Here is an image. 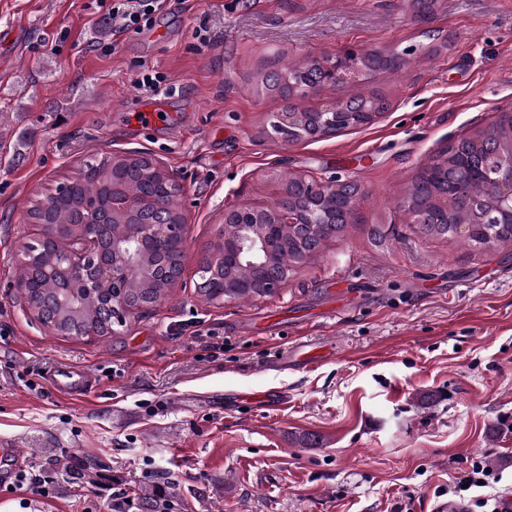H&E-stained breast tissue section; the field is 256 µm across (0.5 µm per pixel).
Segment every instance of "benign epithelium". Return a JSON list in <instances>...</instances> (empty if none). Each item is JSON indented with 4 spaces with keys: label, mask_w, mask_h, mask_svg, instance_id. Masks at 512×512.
Instances as JSON below:
<instances>
[{
    "label": "benign epithelium",
    "mask_w": 512,
    "mask_h": 512,
    "mask_svg": "<svg viewBox=\"0 0 512 512\" xmlns=\"http://www.w3.org/2000/svg\"><path fill=\"white\" fill-rule=\"evenodd\" d=\"M380 55L375 50L347 49L336 56H328L323 63L321 89H327L346 80H355L366 71L369 59ZM359 117L371 124L379 112H344L338 104H329L321 112H277L274 124L284 132V140L296 144L310 137H322L329 127L336 125V118ZM475 149L491 159H512V133L498 138L496 144L487 146L479 135L471 138ZM148 174L159 181V189L152 195L134 197L115 194L112 196V222L122 225V232L112 236L107 246L101 238L105 224L94 214L78 225L79 237L74 245L54 253L52 261L42 267L45 278L61 283L58 297L67 300L64 308L76 312L79 307L70 303L72 289L93 288L104 274L112 281V295L105 307L110 312L107 324L123 326L138 308L127 304L125 288L132 267H146L156 276L170 274L165 253L153 252V241L170 242L177 250H184L186 224L182 204L183 186L177 174L164 163L151 156L144 157ZM360 185L349 181L331 180L319 182L296 177L286 183L280 192L276 206L248 203L224 211V225L220 240L224 241L221 254L205 259L200 266V288H216L220 300L236 298L234 289L245 292L254 287L247 272L254 270L263 276L262 294H271L288 281V267L280 265L282 238L294 229L311 235L325 225L336 224V198L342 188ZM143 208L170 211L172 220L166 224H139L136 213ZM404 208L413 223H424V217L436 218L448 214V192L436 193L423 204L406 195ZM475 224L512 226V167L504 170L493 192L480 197L474 206V215L468 223L456 225V231L468 235Z\"/></svg>",
    "instance_id": "obj_1"
}]
</instances>
